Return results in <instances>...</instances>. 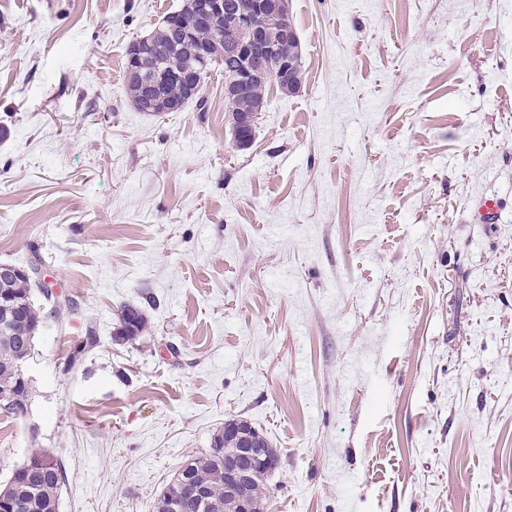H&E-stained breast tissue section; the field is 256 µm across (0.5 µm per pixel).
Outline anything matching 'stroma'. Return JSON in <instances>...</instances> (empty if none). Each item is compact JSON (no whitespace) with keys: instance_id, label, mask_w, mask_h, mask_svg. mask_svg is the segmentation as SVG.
Returning <instances> with one entry per match:
<instances>
[{"instance_id":"obj_1","label":"stroma","mask_w":512,"mask_h":512,"mask_svg":"<svg viewBox=\"0 0 512 512\" xmlns=\"http://www.w3.org/2000/svg\"><path fill=\"white\" fill-rule=\"evenodd\" d=\"M181 5L0 0V262L76 308L0 410V481L45 448L60 512H154L244 419L267 512H512V0H290L302 87L244 149L222 68L202 110L126 95ZM118 325L115 337L125 342L133 341L148 330V319L145 310L139 305L126 304L121 307L118 316Z\"/></svg>"}]
</instances>
